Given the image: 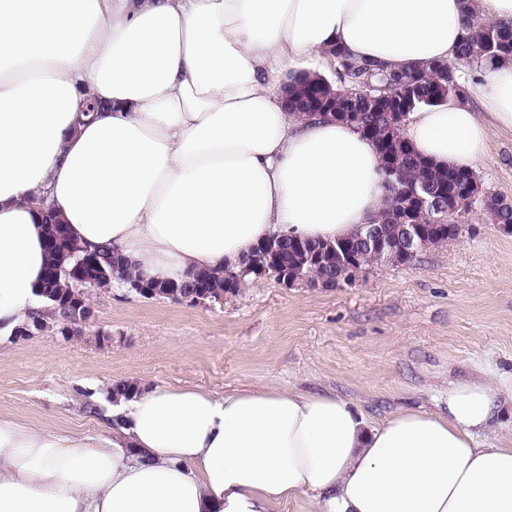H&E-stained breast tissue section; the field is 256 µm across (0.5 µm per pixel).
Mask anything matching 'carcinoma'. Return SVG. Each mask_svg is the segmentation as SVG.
<instances>
[{
	"instance_id": "carcinoma-1",
	"label": "carcinoma",
	"mask_w": 512,
	"mask_h": 512,
	"mask_svg": "<svg viewBox=\"0 0 512 512\" xmlns=\"http://www.w3.org/2000/svg\"><path fill=\"white\" fill-rule=\"evenodd\" d=\"M466 36L463 37L453 58L444 61V67L435 64L427 72L412 69L389 71L381 64H366L351 61L340 51L336 58V82L325 77L304 80L288 92V110L291 112L316 113L313 109L315 88L322 86L324 95L336 102V120L356 127L370 138L376 147L379 158V171L386 188L382 211L374 221L375 227L384 235L396 237L404 223L400 204L412 198L416 190L427 186L442 188L448 192L442 205L453 199L450 195L471 177H478L472 169L442 167L432 160L420 156L411 142H406L397 153L398 169L392 176L386 174L385 157L388 150L387 139L395 110L403 116L425 107L434 106L451 99L452 93L467 97L463 74L466 68H483L487 63L512 61V27L484 18L477 12L467 10ZM486 215L493 224L512 225V205L499 200L487 209ZM414 219L424 225L430 234H438L448 240L458 238L462 225L448 217V223H433L418 215ZM309 241L296 238H282L277 242L278 253L273 263L288 270L291 274L313 277H339L340 270L336 255H325L319 265H310L300 260L298 245ZM46 250L49 256L47 268L73 266L86 255L71 239L64 224L54 221L47 225ZM99 266L95 268V288L110 291L114 287L127 288L141 277L130 270L123 276H110V266L124 267L123 258L112 255V249L102 247L92 251ZM42 287L53 296L69 297L73 292V282L67 277L43 278Z\"/></svg>"
}]
</instances>
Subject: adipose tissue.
I'll list each match as a JSON object with an SVG mask.
<instances>
[{"label": "adipose tissue", "instance_id": "ef3b65f1", "mask_svg": "<svg viewBox=\"0 0 512 512\" xmlns=\"http://www.w3.org/2000/svg\"><path fill=\"white\" fill-rule=\"evenodd\" d=\"M468 3L512 24V0H0V334L42 309L48 209L154 280L356 233L385 197L373 141L288 114L282 86L334 46L448 59ZM479 78L411 113L417 153L470 169L512 129V64ZM498 409L480 379L377 424L335 394L140 384L95 443L0 415V512H512V440L478 445Z\"/></svg>", "mask_w": 512, "mask_h": 512}]
</instances>
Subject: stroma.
<instances>
[{
	"instance_id": "stroma-1",
	"label": "stroma",
	"mask_w": 512,
	"mask_h": 512,
	"mask_svg": "<svg viewBox=\"0 0 512 512\" xmlns=\"http://www.w3.org/2000/svg\"><path fill=\"white\" fill-rule=\"evenodd\" d=\"M475 170L512 199V131L492 130ZM92 301L78 335L0 342L1 415L93 437L109 425L113 382L129 380L333 393L375 424L442 408L449 384L512 378V235L477 209L456 240L350 286L286 289L267 276L221 305L124 288Z\"/></svg>"
}]
</instances>
